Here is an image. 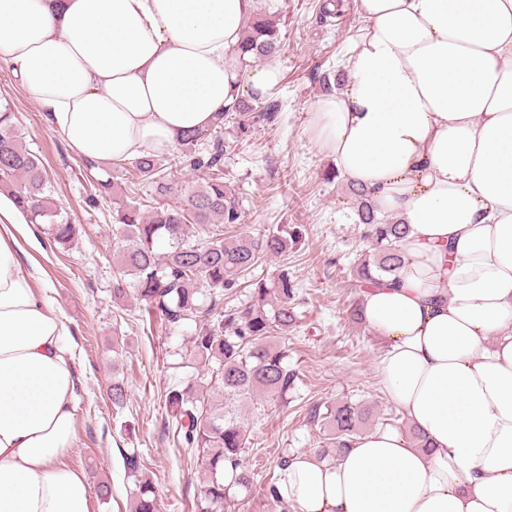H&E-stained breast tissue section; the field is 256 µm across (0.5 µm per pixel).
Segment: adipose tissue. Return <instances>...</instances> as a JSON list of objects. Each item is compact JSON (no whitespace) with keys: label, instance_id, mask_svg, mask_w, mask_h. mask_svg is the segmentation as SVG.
<instances>
[{"label":"adipose tissue","instance_id":"1","mask_svg":"<svg viewBox=\"0 0 512 512\" xmlns=\"http://www.w3.org/2000/svg\"><path fill=\"white\" fill-rule=\"evenodd\" d=\"M255 0H0V63L70 151L173 150L240 98L279 84L243 66ZM348 80L312 130L346 182L410 226L397 278L361 294L396 426L336 458L292 456L293 512H512V0H358ZM0 223V512H92L66 465L76 385L66 320Z\"/></svg>","mask_w":512,"mask_h":512}]
</instances>
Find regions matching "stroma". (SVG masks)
I'll return each mask as SVG.
<instances>
[{"instance_id":"1","label":"stroma","mask_w":512,"mask_h":512,"mask_svg":"<svg viewBox=\"0 0 512 512\" xmlns=\"http://www.w3.org/2000/svg\"><path fill=\"white\" fill-rule=\"evenodd\" d=\"M256 0L281 16V47L274 61L281 82L269 99L274 122L238 140L224 158V180L238 192L243 228L259 234L279 224L303 227L301 245L263 261L255 276L287 270L298 288L302 320L288 334V364L298 381L287 403L264 397L240 403L249 434L243 454L253 485L237 489L223 512H287L271 496L280 457L314 450L322 436L306 417L310 405L354 401L374 417L395 415L377 372L382 342L362 322L349 321L356 296L352 266L369 245L336 164L315 143L310 125L313 103L323 95L322 78H345V47L359 25L355 0ZM17 112L30 148L42 156L71 223L80 227L66 246L51 244L48 225L24 232L18 258L34 285L65 315L71 329L78 404L76 447L68 466L85 471L91 484L108 481L112 495L93 498V512H129L135 488L123 467V452L138 449L156 488L158 512H196L198 451L178 445L176 425L164 407L169 388L199 373L186 353L188 332L171 334L150 320L135 301L112 300L118 239L111 200L88 205L97 180L112 165L89 171L48 122L40 106L6 66L0 65V101ZM128 390L124 407L109 399L113 379Z\"/></svg>"}]
</instances>
